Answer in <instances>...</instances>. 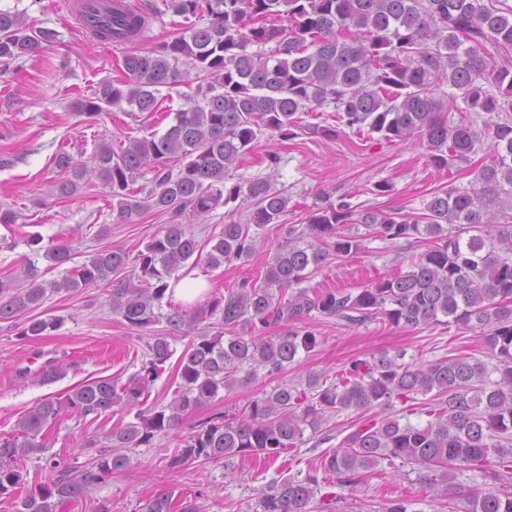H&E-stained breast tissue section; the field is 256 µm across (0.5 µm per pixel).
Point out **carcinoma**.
<instances>
[{"label":"carcinoma","mask_w":512,"mask_h":512,"mask_svg":"<svg viewBox=\"0 0 512 512\" xmlns=\"http://www.w3.org/2000/svg\"><path fill=\"white\" fill-rule=\"evenodd\" d=\"M167 10L190 22L186 30L150 49L138 42L147 27L141 10L105 0H83L78 11L89 35L100 43L128 47L124 79L103 81L74 111L94 120L114 108L158 111V94L194 75L196 95L185 98L163 133L132 139L115 150L102 145L91 164L67 152L59 170L70 173L53 188L59 197L78 193L94 174L109 188L115 221L125 223L145 209L171 213L162 229L135 257L136 277L125 274L129 255L103 247L84 264L67 268L70 248L42 250V238H25L32 253L44 254L59 280L46 283L32 260L17 276L0 277V321L38 309L47 291L111 288L112 310L125 326L147 332L165 319L167 335L152 337L146 360L124 384L103 378L82 383L60 397H47L20 417L19 435L0 440V497L25 486L19 462L44 447V428L62 413L99 418L116 405L137 409L135 421L112 429L110 445L82 465L55 461L48 480L20 498L18 512H62L86 497L105 477L127 470L131 453L152 448L184 417L219 391L259 371L279 375L302 353L313 351L314 330L301 326L313 314L351 321L380 317L391 325L417 327L446 317L480 328L485 354L496 359L499 380L487 381V367L468 354L433 363H404V354L351 361L344 379L324 387L284 383L250 397L231 417L218 416L186 436L168 466L228 461L235 457L276 459L317 433L325 415L353 410L359 419L338 448L324 455L304 477L275 480L261 490L254 512H314L315 499L332 501L319 473L336 477L351 492L368 481L383 461L400 462L429 492L462 500V512H512V62L495 52L512 49V7L493 0H165ZM29 24L26 12L0 9V71L8 72L53 39ZM448 85L447 98L433 88ZM333 107L350 129H367L387 141L417 137L428 162L448 168L468 162L482 144L473 117L483 118L491 137V159L470 188L431 193L420 214L360 210L329 200L312 210L296 240L279 248L261 284H241L192 311L155 312L169 280L185 264L206 258L212 267L245 261L256 249L251 226L276 224L288 199L263 179H240L228 187L226 172L252 150L258 136H298L297 114ZM459 120L448 123V113ZM154 174L150 190L135 188L136 177ZM145 197H139V194ZM244 197L253 208L244 224H226L210 237L209 251L178 221L189 212L202 218ZM362 224L389 240L418 239L427 249L409 271L382 276L356 294L306 289L287 291L334 260L355 254L362 236L343 226ZM469 237H463V234ZM62 320L36 316L17 335H44ZM203 325L202 330L195 327ZM276 327L275 336L266 329ZM190 341L176 367L181 393L167 405L141 408L149 387L174 355L168 338ZM430 395L423 427L400 424L387 412L393 402ZM382 416H367L375 408ZM478 471L493 486L457 482V474ZM140 512H199L168 489L151 495Z\"/></svg>","instance_id":"cac0c4a2"}]
</instances>
